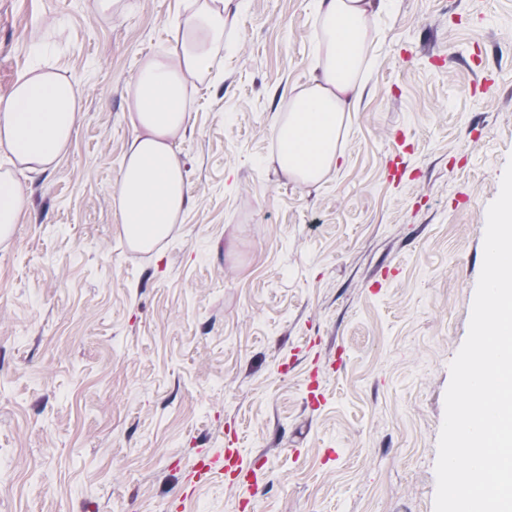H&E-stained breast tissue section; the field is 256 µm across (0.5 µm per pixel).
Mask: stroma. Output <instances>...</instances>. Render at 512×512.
Instances as JSON below:
<instances>
[{"label": "stroma", "mask_w": 512, "mask_h": 512, "mask_svg": "<svg viewBox=\"0 0 512 512\" xmlns=\"http://www.w3.org/2000/svg\"><path fill=\"white\" fill-rule=\"evenodd\" d=\"M190 11L0 0V104L36 67L83 96L0 242V512H434L512 159V0H372L366 87L315 185L280 171L273 125L316 74V0L228 5L174 142L190 204L136 251L112 203L130 82Z\"/></svg>", "instance_id": "35a3bbf8"}]
</instances>
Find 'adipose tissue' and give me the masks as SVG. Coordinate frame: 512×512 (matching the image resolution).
<instances>
[{"label": "adipose tissue", "mask_w": 512, "mask_h": 512, "mask_svg": "<svg viewBox=\"0 0 512 512\" xmlns=\"http://www.w3.org/2000/svg\"><path fill=\"white\" fill-rule=\"evenodd\" d=\"M195 2L170 49L147 59L131 83L135 135L113 206L125 239L140 251L162 243L190 201L185 165L173 142L187 127L188 79L206 77L224 42L229 0ZM316 2L320 71L273 128L279 168L307 184L321 181L337 160L346 116L361 100L371 5V0ZM79 109L73 80L38 70L21 75L0 105V152L8 157L0 167V240L13 234L27 207L23 180L51 170L67 152Z\"/></svg>", "instance_id": "obj_1"}]
</instances>
